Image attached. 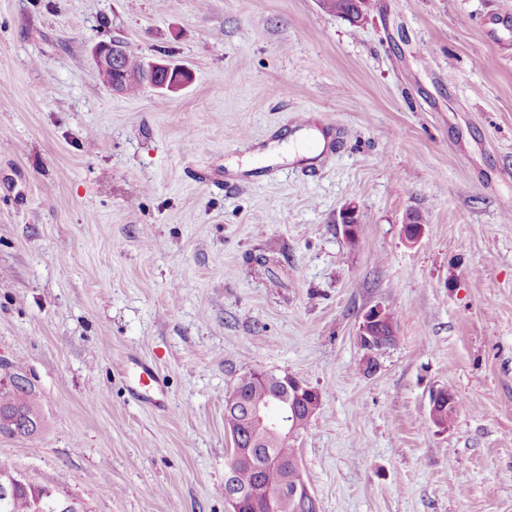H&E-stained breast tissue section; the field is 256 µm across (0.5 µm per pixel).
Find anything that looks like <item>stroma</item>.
<instances>
[{
    "mask_svg": "<svg viewBox=\"0 0 512 512\" xmlns=\"http://www.w3.org/2000/svg\"><path fill=\"white\" fill-rule=\"evenodd\" d=\"M369 3L355 29L319 0H0V379L44 418L0 459L26 480L226 512L224 400L254 370L322 394L320 512H512V0ZM109 39L192 78L113 92ZM304 116L340 129L327 161L293 157ZM376 305L398 338L366 374ZM130 354L166 411L129 401ZM443 399L447 400L448 411H447V409L446 410L444 409V404L440 405V409L438 411L439 415H438L437 419L448 425V417L455 414V412L457 410V402H456L455 394L449 389H440V390L435 391L432 394L431 399H430L429 419L435 426L445 430V429H447L446 426L442 425L440 423H436L431 416V414H432L433 410L436 408L437 404L441 403Z\"/></svg>",
    "mask_w": 512,
    "mask_h": 512,
    "instance_id": "1",
    "label": "stroma"
}]
</instances>
